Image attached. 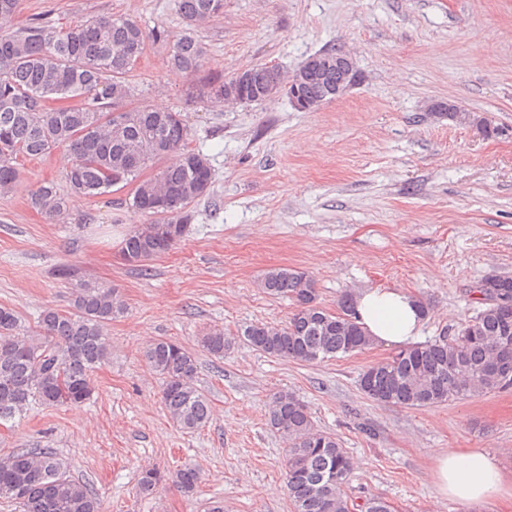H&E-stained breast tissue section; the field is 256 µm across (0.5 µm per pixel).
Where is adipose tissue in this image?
<instances>
[{
  "label": "adipose tissue",
  "mask_w": 512,
  "mask_h": 512,
  "mask_svg": "<svg viewBox=\"0 0 512 512\" xmlns=\"http://www.w3.org/2000/svg\"><path fill=\"white\" fill-rule=\"evenodd\" d=\"M355 308L374 344L394 349L415 345L424 314L417 298L398 288L358 291ZM432 476L438 498L464 507L496 498L512 499V480L506 479L495 454L484 448L436 450Z\"/></svg>",
  "instance_id": "obj_1"
}]
</instances>
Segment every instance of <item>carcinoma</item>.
<instances>
[{
    "label": "carcinoma",
    "mask_w": 512,
    "mask_h": 512,
    "mask_svg": "<svg viewBox=\"0 0 512 512\" xmlns=\"http://www.w3.org/2000/svg\"><path fill=\"white\" fill-rule=\"evenodd\" d=\"M19 0H0V195L17 189L19 159L43 157L58 148L69 154L66 179L70 193L106 194L118 185L132 187L128 208L148 219L122 242L131 264L147 263L174 248L184 235L189 207L201 195L192 189L212 184L206 158L189 146L181 113L150 108H116L132 94L128 73L142 57L147 35L137 21L122 16L88 17L75 26L35 19L13 31ZM184 23L171 41L170 63L197 77L196 98L225 103L224 96L249 102L288 95L289 79L266 65L244 69L258 79L256 88L239 86L238 73L199 75L204 50L195 37L201 24L224 13V0H178ZM171 155L172 162L145 172ZM169 206H153L156 194ZM31 208L54 220L64 216L67 198L51 184L29 191ZM59 278L70 285V309H46L38 331L21 325L14 310L0 306V422L21 417L36 405L79 404L92 392V376L112 356L107 326L126 310L118 289L64 266ZM258 287L268 295L292 301L282 325L255 323L243 337L254 349L272 357L314 364L349 356L372 345L354 311L353 294L345 293L330 313L317 302L315 281L297 269L265 272ZM482 308L451 336H438L395 352L367 366L358 379L361 392L379 403L430 408L471 396L512 388V277L491 274L478 282ZM235 339L214 330L201 345L211 356L224 357ZM162 381V401L171 420L186 432L206 426L208 398L196 384L197 363L191 353L166 340L145 353ZM504 368L489 367L493 359ZM267 425L280 432L285 473L293 512H391L380 498L355 503L345 487L351 461L334 435L318 429L308 406L294 394L273 395ZM162 482L147 470L139 479L151 494ZM199 474L184 468L171 483L189 495ZM0 501L21 512H103L98 495L70 475L50 448L21 449L0 457Z\"/></svg>",
    "instance_id": "1"
}]
</instances>
